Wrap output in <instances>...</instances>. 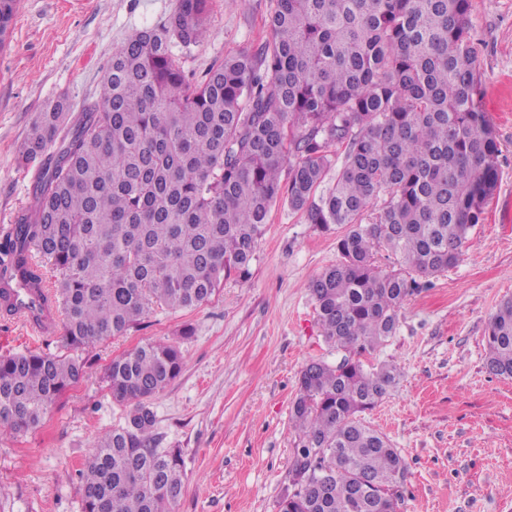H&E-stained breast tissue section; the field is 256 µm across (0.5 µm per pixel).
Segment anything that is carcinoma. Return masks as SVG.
Here are the masks:
<instances>
[{
    "mask_svg": "<svg viewBox=\"0 0 512 512\" xmlns=\"http://www.w3.org/2000/svg\"><path fill=\"white\" fill-rule=\"evenodd\" d=\"M17 2L0 0V45ZM208 2L178 0L114 51L98 100L75 116L60 100L30 128L18 161L37 176L29 206L0 227V318L16 316L8 288L22 285L35 321L61 311L66 352L0 355V436L38 428L80 380L85 362L71 353L126 335L155 306L191 309L225 280H248L283 201L346 232L336 263L307 284L324 338L344 355L300 372L279 512H400L404 461L358 418L400 372L364 358L395 335L421 279L458 264L498 185L470 0H273L269 38L194 84L171 44L200 45ZM338 145L341 166L317 196ZM381 250L402 268L382 269ZM486 344V369L512 379L511 297ZM182 366L167 342L112 358L105 381L126 420L94 442L83 512H174L184 461L159 447L151 402Z\"/></svg>",
    "mask_w": 512,
    "mask_h": 512,
    "instance_id": "obj_1",
    "label": "carcinoma"
}]
</instances>
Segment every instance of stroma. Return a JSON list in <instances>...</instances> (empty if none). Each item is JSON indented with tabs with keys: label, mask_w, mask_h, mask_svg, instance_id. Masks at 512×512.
<instances>
[{
	"label": "stroma",
	"mask_w": 512,
	"mask_h": 512,
	"mask_svg": "<svg viewBox=\"0 0 512 512\" xmlns=\"http://www.w3.org/2000/svg\"><path fill=\"white\" fill-rule=\"evenodd\" d=\"M178 0H19L0 49V225L30 202L34 168L18 154L37 113L59 99L72 112L98 97L117 46L163 22ZM271 0H210L208 36L174 48L201 78L224 56L269 35ZM482 106L500 144L498 187L459 263L404 304L397 332L372 356L399 384L364 420L384 432L407 478L401 512H512V380L484 366L486 329L512 297V0H470ZM337 231L272 206L247 281L225 280L209 301L153 308L137 329L81 351L82 379L33 432L0 437V512H82L80 469L94 440L121 426L103 380L113 357L146 341L178 343L184 366L153 400L155 431L184 459L175 512H278L294 464L289 426L297 380L311 360L340 354L325 341L308 280L338 258ZM193 336L180 338L183 326ZM4 353H57L60 334L0 319Z\"/></svg>",
	"instance_id": "obj_1"
}]
</instances>
